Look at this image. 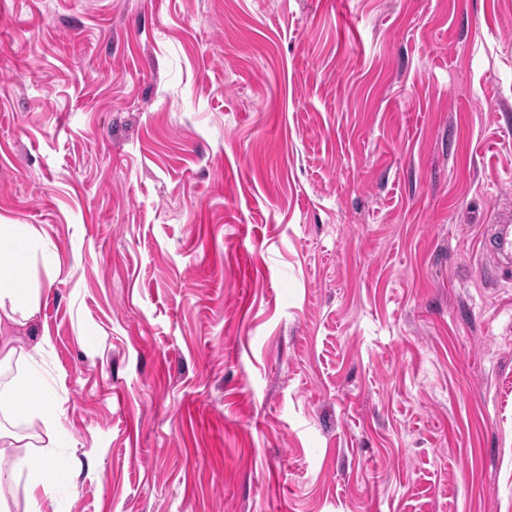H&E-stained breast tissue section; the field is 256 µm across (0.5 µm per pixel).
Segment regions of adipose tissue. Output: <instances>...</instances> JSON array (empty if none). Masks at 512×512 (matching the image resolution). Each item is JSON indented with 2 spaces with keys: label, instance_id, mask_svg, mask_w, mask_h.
Segmentation results:
<instances>
[{
  "label": "adipose tissue",
  "instance_id": "1",
  "mask_svg": "<svg viewBox=\"0 0 512 512\" xmlns=\"http://www.w3.org/2000/svg\"><path fill=\"white\" fill-rule=\"evenodd\" d=\"M41 245L37 232L22 224H0V369L25 363V372L0 381V512H43V500L70 483L53 450L63 430L61 411L53 404L35 366L43 343L25 345L12 326L34 318L40 290L32 267Z\"/></svg>",
  "mask_w": 512,
  "mask_h": 512
}]
</instances>
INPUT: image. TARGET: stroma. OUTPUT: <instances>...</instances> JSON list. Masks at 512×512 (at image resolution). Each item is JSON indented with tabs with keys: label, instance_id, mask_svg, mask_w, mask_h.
Listing matches in <instances>:
<instances>
[{
	"label": "stroma",
	"instance_id": "35a3bbf8",
	"mask_svg": "<svg viewBox=\"0 0 512 512\" xmlns=\"http://www.w3.org/2000/svg\"><path fill=\"white\" fill-rule=\"evenodd\" d=\"M512 0H0L46 244V512H512ZM493 225L496 228H499L498 232L491 233L488 232L486 234V246L491 254H508L511 257L512 253V213L508 210L507 214L498 213L495 217Z\"/></svg>",
	"mask_w": 512,
	"mask_h": 512
}]
</instances>
